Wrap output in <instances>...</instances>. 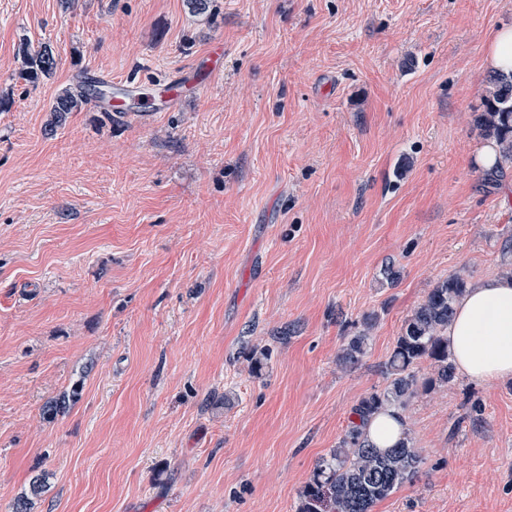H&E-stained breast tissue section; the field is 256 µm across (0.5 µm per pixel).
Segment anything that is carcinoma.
<instances>
[{"instance_id": "carcinoma-1", "label": "carcinoma", "mask_w": 512, "mask_h": 512, "mask_svg": "<svg viewBox=\"0 0 512 512\" xmlns=\"http://www.w3.org/2000/svg\"><path fill=\"white\" fill-rule=\"evenodd\" d=\"M25 74L32 83L49 79L56 70V60L47 43L32 50L22 47ZM108 97L107 84L82 83L67 89L53 101L54 124L81 104L102 101ZM483 111L476 113L474 122L483 137L499 146L497 165L486 171L492 180L512 167V73L489 76L482 96ZM466 291L460 276L437 281L404 320L393 350L382 366L387 385L361 397L352 408V420L338 446L322 458L312 478L299 495L296 512H372L374 505L386 499L400 485L413 480L422 466V458L411 436L385 449L373 447L365 436V426L376 414L404 409L422 386H446L456 379V367L448 354V328L455 305ZM364 329L345 337L339 361L346 367L356 366L367 352L368 331ZM430 362L433 376L421 381L420 366Z\"/></svg>"}]
</instances>
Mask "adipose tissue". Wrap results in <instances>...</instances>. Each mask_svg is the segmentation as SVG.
<instances>
[{"label": "adipose tissue", "instance_id": "adipose-tissue-1", "mask_svg": "<svg viewBox=\"0 0 512 512\" xmlns=\"http://www.w3.org/2000/svg\"><path fill=\"white\" fill-rule=\"evenodd\" d=\"M446 334L460 374L480 383L512 379V279L490 278L467 288Z\"/></svg>", "mask_w": 512, "mask_h": 512}]
</instances>
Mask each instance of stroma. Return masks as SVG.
I'll return each instance as SVG.
<instances>
[{"label": "stroma", "mask_w": 512, "mask_h": 512, "mask_svg": "<svg viewBox=\"0 0 512 512\" xmlns=\"http://www.w3.org/2000/svg\"><path fill=\"white\" fill-rule=\"evenodd\" d=\"M502 26L512 0H0V512L36 476L31 512H296L435 283L512 266L473 125ZM216 42L177 106L46 132L77 81L165 85ZM404 416L425 463L373 512H512V380ZM25 74L32 83L40 79H49L56 70V60L50 44H41L36 50H31L26 44L22 47ZM371 327V320H367L362 331L345 337V342L339 355V361L342 365L352 368L362 360L369 345L368 331Z\"/></svg>", "instance_id": "obj_1"}]
</instances>
